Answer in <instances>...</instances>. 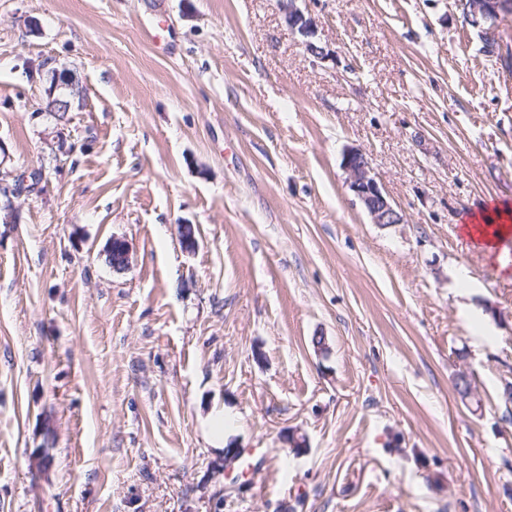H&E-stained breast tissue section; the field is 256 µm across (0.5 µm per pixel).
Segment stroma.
<instances>
[{
  "mask_svg": "<svg viewBox=\"0 0 512 512\" xmlns=\"http://www.w3.org/2000/svg\"><path fill=\"white\" fill-rule=\"evenodd\" d=\"M298 5L329 58L277 0H0V184L42 172L0 218V512H512V263L459 231L512 204V70L454 0ZM297 0H278L285 13L288 26L303 38L306 51L317 59H324L329 52L315 41L317 21L296 5ZM348 187L370 215L373 223L400 224L404 217L382 190L368 156L359 149H350L344 156ZM210 431L215 440V445L218 450H224V473H229L233 465L243 455L244 451L241 448H223L224 447V413L216 412L210 419ZM223 447H220V445Z\"/></svg>",
  "mask_w": 512,
  "mask_h": 512,
  "instance_id": "35a3bbf8",
  "label": "stroma"
}]
</instances>
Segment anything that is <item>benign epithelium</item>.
Returning <instances> with one entry per match:
<instances>
[{
    "instance_id": "obj_1",
    "label": "benign epithelium",
    "mask_w": 512,
    "mask_h": 512,
    "mask_svg": "<svg viewBox=\"0 0 512 512\" xmlns=\"http://www.w3.org/2000/svg\"><path fill=\"white\" fill-rule=\"evenodd\" d=\"M297 0H278L285 13L288 26L303 38L306 51L317 59H324L329 52L315 41L317 21L296 5ZM456 8L466 21L478 29L483 51L493 56L502 54L504 43L500 22L512 16V0H455ZM348 173V187L370 215L373 223L400 224L404 217L382 190L368 156L359 149H350L344 156Z\"/></svg>"
}]
</instances>
